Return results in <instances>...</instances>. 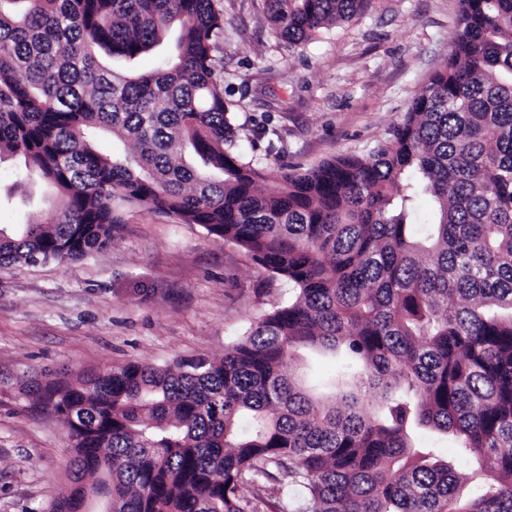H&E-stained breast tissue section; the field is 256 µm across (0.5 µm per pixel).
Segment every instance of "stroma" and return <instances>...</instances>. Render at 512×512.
Listing matches in <instances>:
<instances>
[{
    "instance_id": "stroma-1",
    "label": "stroma",
    "mask_w": 512,
    "mask_h": 512,
    "mask_svg": "<svg viewBox=\"0 0 512 512\" xmlns=\"http://www.w3.org/2000/svg\"><path fill=\"white\" fill-rule=\"evenodd\" d=\"M224 98L258 168L305 170L384 140L451 51L457 0H369L298 48L278 40L267 0H221ZM273 139L255 138L260 127ZM0 159V224L55 215L56 192L15 186ZM111 245L81 261L0 268V512H49L73 442L27 393L34 380L140 361L220 357L287 302L245 250L144 206L123 204Z\"/></svg>"
}]
</instances>
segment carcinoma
<instances>
[{
	"label": "carcinoma",
	"instance_id": "obj_1",
	"mask_svg": "<svg viewBox=\"0 0 512 512\" xmlns=\"http://www.w3.org/2000/svg\"><path fill=\"white\" fill-rule=\"evenodd\" d=\"M268 2L296 48L366 0ZM223 41L219 0H0V157L62 202L0 226V265L103 251L127 202L292 290L221 358L34 384L74 442L52 512H246L262 480L277 493L252 512H512V0H458L452 52L389 137L273 190L239 149ZM151 52L150 73L104 63ZM107 132L123 149H98ZM302 350L341 353L331 395L302 384Z\"/></svg>",
	"mask_w": 512,
	"mask_h": 512
}]
</instances>
